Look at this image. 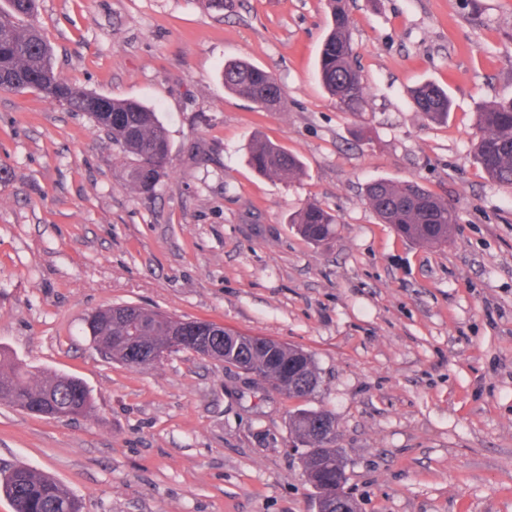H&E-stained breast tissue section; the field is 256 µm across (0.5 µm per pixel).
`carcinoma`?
Returning a JSON list of instances; mask_svg holds the SVG:
<instances>
[{
    "instance_id": "carcinoma-1",
    "label": "carcinoma",
    "mask_w": 512,
    "mask_h": 512,
    "mask_svg": "<svg viewBox=\"0 0 512 512\" xmlns=\"http://www.w3.org/2000/svg\"><path fill=\"white\" fill-rule=\"evenodd\" d=\"M9 9L0 11V90H37L71 112L89 115L94 126L107 132L112 141L136 163L130 173L132 184L150 192L166 176L169 142L157 112L134 100L99 96L56 77L52 49L32 22L36 0H7ZM331 28L322 44L318 77L336 105L352 114L363 110L365 86L353 63L348 0H328ZM224 88L238 97L273 110L283 102L284 92L272 73L246 61L224 64ZM411 107L424 120H448L451 100L440 86L425 83L411 94ZM479 135L473 144L475 162L488 180L512 187V97L482 103L476 110ZM249 164L259 173L292 180L302 172L299 158L277 143L255 138L249 148ZM366 200L384 224H390L412 242L441 246L452 239L457 215L448 203L413 180L379 179L366 187ZM290 223L300 235L321 243L336 233L337 218L316 202L299 209ZM85 333L105 357L130 367L150 369L158 363L137 359L141 349L168 343L174 351L199 353L206 347L215 360L245 365L273 390L288 398H302L318 385L311 354L301 348L277 343L273 346L246 344L229 336L213 322L184 321L133 305L100 309L85 319ZM0 401L9 402L35 415L54 418L62 409L86 419L95 416L93 397L79 380L62 375L32 379L23 364L4 359L0 349ZM333 420L324 410L298 409L289 415L291 442L297 448H319L325 462L305 455L304 471L318 482L319 494L336 495L335 450L324 447L319 428ZM0 491L12 502L15 512H81L80 500L53 477L27 466L0 471Z\"/></svg>"
}]
</instances>
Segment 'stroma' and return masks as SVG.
Segmentation results:
<instances>
[{"label": "stroma", "instance_id": "1", "mask_svg": "<svg viewBox=\"0 0 512 512\" xmlns=\"http://www.w3.org/2000/svg\"><path fill=\"white\" fill-rule=\"evenodd\" d=\"M54 70L156 109L168 174L43 93L0 90V347L35 374L81 379L96 415L0 402V469L54 476L82 512H314L288 413L332 414L359 512H512V188L474 163L476 107L512 96V0H349L362 112L339 110L317 63L326 0H38ZM275 75L283 105L227 93L226 62ZM433 82L447 122L414 112ZM296 154L283 180L248 163L254 137ZM378 179L413 180L458 214L431 247L379 223ZM316 202L336 234L290 219ZM135 305L312 354L295 400L192 352L139 371L103 359L86 315ZM290 222L296 224L304 239L313 243H321L332 238L338 224L336 216L316 202L304 205Z\"/></svg>", "mask_w": 512, "mask_h": 512}]
</instances>
